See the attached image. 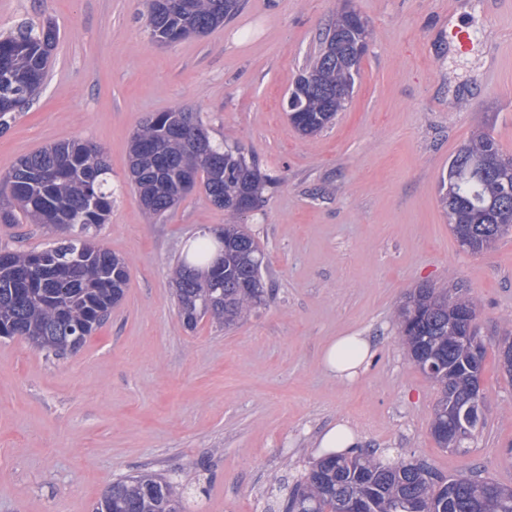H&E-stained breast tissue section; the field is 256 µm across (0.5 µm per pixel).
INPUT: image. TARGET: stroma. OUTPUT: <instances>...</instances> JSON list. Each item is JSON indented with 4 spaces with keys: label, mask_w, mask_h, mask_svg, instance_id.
<instances>
[{
    "label": "stroma",
    "mask_w": 512,
    "mask_h": 512,
    "mask_svg": "<svg viewBox=\"0 0 512 512\" xmlns=\"http://www.w3.org/2000/svg\"><path fill=\"white\" fill-rule=\"evenodd\" d=\"M369 30L360 75L329 127L304 138L285 100L342 7ZM146 0H0V35L52 22L48 76L0 132V200L17 159L81 140L112 170V212L94 241L124 259L123 300L81 349L56 359L0 337V512H92L113 481L163 477L191 512H278L314 459L312 440L348 422L365 447L444 475L512 486V380L497 346L512 326V233L473 255L439 205L455 151L485 130L512 156V0H244L223 27L155 41ZM467 28L470 48L454 45ZM200 113L213 141L241 142L276 182L247 224L270 288L260 314L225 331L177 315L170 268L186 241L224 224L199 191L161 217L130 186L129 145L149 116ZM43 224H0V250H42ZM461 285L488 341L485 423L458 454L430 433L437 386L403 353L394 311L420 284ZM372 337L350 383L320 354Z\"/></svg>",
    "instance_id": "1"
}]
</instances>
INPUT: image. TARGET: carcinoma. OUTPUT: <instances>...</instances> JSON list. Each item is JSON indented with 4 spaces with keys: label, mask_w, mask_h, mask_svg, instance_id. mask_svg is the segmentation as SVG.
<instances>
[{
    "label": "carcinoma",
    "mask_w": 512,
    "mask_h": 512,
    "mask_svg": "<svg viewBox=\"0 0 512 512\" xmlns=\"http://www.w3.org/2000/svg\"><path fill=\"white\" fill-rule=\"evenodd\" d=\"M240 0H147L148 25L155 39L178 42L205 35L235 16ZM355 11H344L320 39L318 53L301 76H316L314 92L293 89L286 107L302 136L325 129L353 93L365 51L349 52L350 43L366 39ZM58 32L52 24L22 23L0 37V130L38 93L47 76ZM198 132L201 149L193 150L186 133ZM131 183L145 209L162 216L185 196L177 185L190 173V189L200 188L224 209V263L204 275L211 245L199 241L172 267L178 316L190 330L209 317L226 328L242 322L266 304L263 252L240 221L242 204L258 208L275 179L238 145L214 142L199 113L176 107L150 117L132 135ZM505 159L487 131L463 144L441 178L439 202L460 247L479 254L512 231V175L499 171ZM9 198L0 204V224L23 217L59 233L41 251H8L0 257V336L35 339L39 348L62 356L75 352L70 337L101 325L124 297L129 281L126 262L106 249L87 245L112 209V181L104 152L78 140L64 141L21 157L7 176ZM477 311L473 301L448 288L419 285L397 311L405 355L435 359L431 375L440 390L431 434L442 448L466 449L484 417L459 420L448 431V408L470 400L482 375L486 340L477 323L459 311ZM505 485L477 473L446 478L427 463H387L366 450L351 457L320 461L303 473L286 497L284 512H512ZM95 512H186L184 499L158 476L135 475L108 486Z\"/></svg>",
    "instance_id": "carcinoma-1"
}]
</instances>
